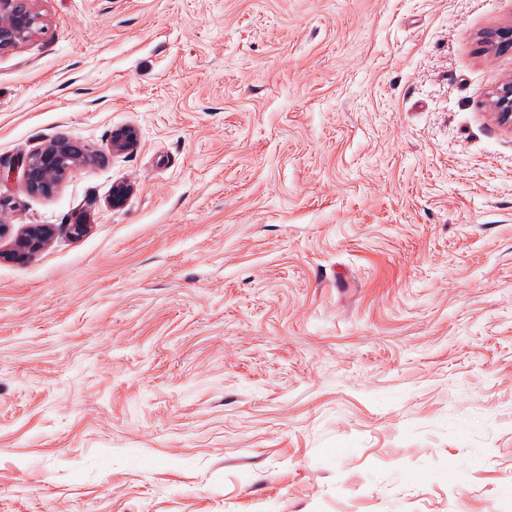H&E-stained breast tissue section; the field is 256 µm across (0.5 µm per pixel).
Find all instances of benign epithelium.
<instances>
[{"label":"benign epithelium","mask_w":512,"mask_h":512,"mask_svg":"<svg viewBox=\"0 0 512 512\" xmlns=\"http://www.w3.org/2000/svg\"><path fill=\"white\" fill-rule=\"evenodd\" d=\"M40 17L33 0H0V50L16 47L39 28ZM492 109L497 121L512 127V79L504 82L492 95ZM137 141L136 131L123 128L112 134L108 150L122 151L132 148ZM87 161L81 147L73 140L60 137L36 149L22 160V178L32 194L49 195L59 185L67 169ZM52 228L32 224L18 234L7 251L0 257L13 260L27 258L38 252L51 238Z\"/></svg>","instance_id":"7a95c632"}]
</instances>
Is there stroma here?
I'll list each match as a JSON object with an SVG mask.
<instances>
[{"label":"stroma","instance_id":"obj_1","mask_svg":"<svg viewBox=\"0 0 512 512\" xmlns=\"http://www.w3.org/2000/svg\"><path fill=\"white\" fill-rule=\"evenodd\" d=\"M34 8L0 222L54 234L0 258V512H512V0ZM61 136L88 162L27 193ZM492 109L500 124L512 127V79L504 82L493 93ZM52 228L44 224H32L18 234L7 251H0V257L13 260L27 258L38 252L51 238Z\"/></svg>","mask_w":512,"mask_h":512}]
</instances>
